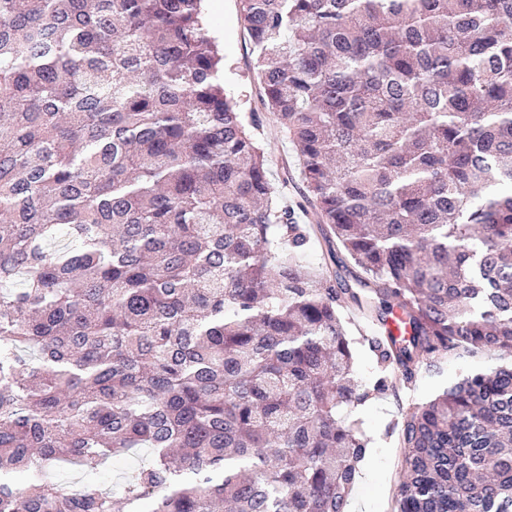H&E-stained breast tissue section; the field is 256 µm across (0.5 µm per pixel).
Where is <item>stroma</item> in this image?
<instances>
[{"instance_id":"1","label":"stroma","mask_w":512,"mask_h":512,"mask_svg":"<svg viewBox=\"0 0 512 512\" xmlns=\"http://www.w3.org/2000/svg\"><path fill=\"white\" fill-rule=\"evenodd\" d=\"M203 7L206 14L216 18L210 33L224 54V88L229 96L240 102L243 111L255 113L275 195L278 200L294 206L297 223L303 224L309 235L305 259L310 267L321 268L330 262L328 247L318 232L311 209L301 206L304 184L294 148L263 103L254 69L255 57L241 19L240 0H204ZM481 364L478 358L466 364H445L441 376L419 375L417 390L400 386L357 409L355 416L361 420L372 444L352 493L349 512L387 510V501L395 485L398 457L393 439L385 435L387 425L399 418L410 403L428 398L439 387L452 382L464 367L475 368Z\"/></svg>"}]
</instances>
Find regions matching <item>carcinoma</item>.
Here are the masks:
<instances>
[{"mask_svg": "<svg viewBox=\"0 0 512 512\" xmlns=\"http://www.w3.org/2000/svg\"><path fill=\"white\" fill-rule=\"evenodd\" d=\"M202 2L0 0V512H348L352 410L468 358L391 512H512V0H240L332 271ZM355 378L362 383L370 382L375 375V363L364 346L356 345ZM147 458V454L143 453L142 456L138 459H125L119 460L111 463L109 466L102 468L100 470L94 471L89 475L83 474L80 469H73L71 467L64 468L61 472H59L58 477L61 480L65 481H74L81 482L85 478L90 477L100 483L102 486L112 489L118 488L121 483L122 476L124 473L129 470L132 466L143 461Z\"/></svg>", "mask_w": 512, "mask_h": 512, "instance_id": "obj_1", "label": "carcinoma"}]
</instances>
